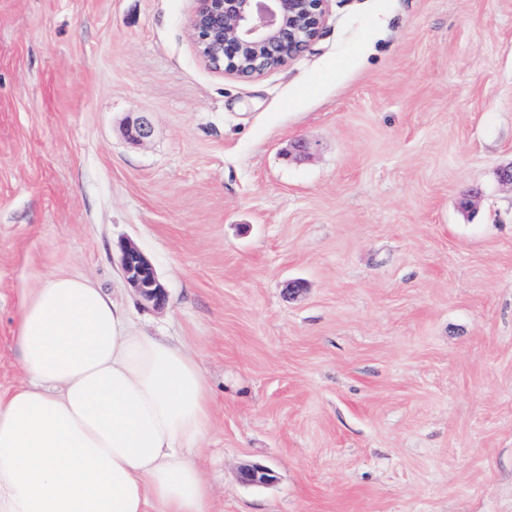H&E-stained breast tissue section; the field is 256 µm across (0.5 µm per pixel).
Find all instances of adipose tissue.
Wrapping results in <instances>:
<instances>
[{
    "label": "adipose tissue",
    "instance_id": "obj_1",
    "mask_svg": "<svg viewBox=\"0 0 512 512\" xmlns=\"http://www.w3.org/2000/svg\"><path fill=\"white\" fill-rule=\"evenodd\" d=\"M13 339L22 380L0 396V512H211L198 451L213 393L183 348L65 272L23 293Z\"/></svg>",
    "mask_w": 512,
    "mask_h": 512
}]
</instances>
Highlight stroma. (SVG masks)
Wrapping results in <instances>:
<instances>
[{"mask_svg": "<svg viewBox=\"0 0 512 512\" xmlns=\"http://www.w3.org/2000/svg\"><path fill=\"white\" fill-rule=\"evenodd\" d=\"M193 6L0 0V393L22 292L83 274L206 371L211 512H512V0H332L252 81ZM120 263L126 279L144 300L155 306L164 303L165 288L155 267L138 247L130 243L121 244Z\"/></svg>", "mask_w": 512, "mask_h": 512, "instance_id": "obj_1", "label": "stroma"}]
</instances>
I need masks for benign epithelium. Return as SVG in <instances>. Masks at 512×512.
Listing matches in <instances>:
<instances>
[{
  "mask_svg": "<svg viewBox=\"0 0 512 512\" xmlns=\"http://www.w3.org/2000/svg\"><path fill=\"white\" fill-rule=\"evenodd\" d=\"M187 18L196 54L214 72L244 81L260 78L301 56L320 36L331 0H194ZM123 273L142 298L156 306L166 291L144 253L121 244ZM271 470L245 467L240 481L266 485Z\"/></svg>",
  "mask_w": 512,
  "mask_h": 512,
  "instance_id": "benign-epithelium-1",
  "label": "benign epithelium"
}]
</instances>
